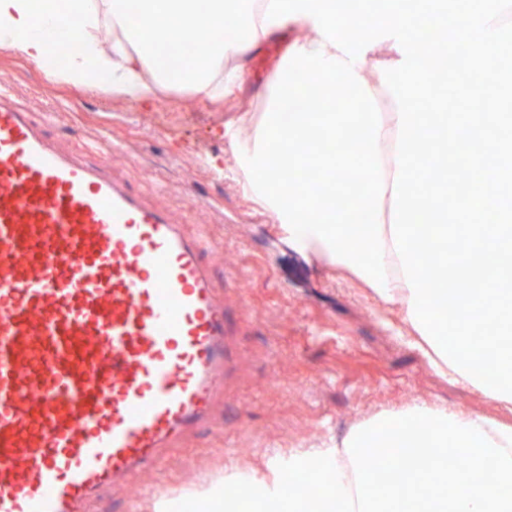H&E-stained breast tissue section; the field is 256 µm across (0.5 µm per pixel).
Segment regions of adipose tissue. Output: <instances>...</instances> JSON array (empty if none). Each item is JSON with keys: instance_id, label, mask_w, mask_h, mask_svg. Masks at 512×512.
<instances>
[{"instance_id": "adipose-tissue-1", "label": "adipose tissue", "mask_w": 512, "mask_h": 512, "mask_svg": "<svg viewBox=\"0 0 512 512\" xmlns=\"http://www.w3.org/2000/svg\"><path fill=\"white\" fill-rule=\"evenodd\" d=\"M241 0H141L133 19L123 0H69L81 17V52L64 68L49 67L50 47L34 29L31 0H0V44L39 65L51 81L83 93L102 90L142 106L160 92L177 87L198 99L220 104L239 87L249 60L260 45L286 25L307 29L288 50L286 65L270 85L290 84L319 100V112L294 113L290 123L278 117L280 102L271 100L264 128L242 149L238 162L248 174L251 192L277 218L285 242L312 258L347 273L382 303L399 307L406 342L441 376L478 392L503 408L512 407V213L497 224H420L441 203L425 192L412 167L416 142L425 137L483 144L495 160L499 180L512 182V140L502 134L498 112H466L449 118L419 111L435 89L429 73L418 67L409 33L412 15L394 9H353L351 0H260L257 12L241 10ZM234 22L225 39L202 45L198 59L169 71L161 48L176 30L200 31ZM393 56L384 59L382 38ZM394 108L381 114L377 90ZM357 126L361 143L356 162L366 185L358 206L367 223H352L331 198L312 188L278 182V160L304 162L305 143L341 135ZM453 262L463 288L448 293L429 287L417 238ZM489 297L485 310L499 327L495 337L476 341L468 330L475 296ZM448 309L439 319V306Z\"/></svg>"}]
</instances>
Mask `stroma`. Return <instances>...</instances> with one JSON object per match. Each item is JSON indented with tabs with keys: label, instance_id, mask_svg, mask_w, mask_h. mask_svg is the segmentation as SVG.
I'll use <instances>...</instances> for the list:
<instances>
[{
	"label": "stroma",
	"instance_id": "obj_1",
	"mask_svg": "<svg viewBox=\"0 0 512 512\" xmlns=\"http://www.w3.org/2000/svg\"><path fill=\"white\" fill-rule=\"evenodd\" d=\"M302 29L266 41L246 82L215 107L185 91L152 105L76 93L41 66L0 48V85L35 121L55 113L51 135L96 162L109 146L112 174L169 211L202 239L204 259L229 300L245 297L238 327L245 359L210 427L167 449L134 487L103 491L94 512H157L161 502L210 494L225 477L271 482L288 453L330 448L363 416L412 402L476 411L512 425L507 411L436 375L399 337L398 307L280 239L275 217L255 200L236 161L247 122L266 109L268 82Z\"/></svg>",
	"mask_w": 512,
	"mask_h": 512
}]
</instances>
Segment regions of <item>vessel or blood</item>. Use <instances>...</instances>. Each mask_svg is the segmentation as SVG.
<instances>
[{
	"instance_id": "obj_1",
	"label": "vessel or blood",
	"mask_w": 512,
	"mask_h": 512,
	"mask_svg": "<svg viewBox=\"0 0 512 512\" xmlns=\"http://www.w3.org/2000/svg\"><path fill=\"white\" fill-rule=\"evenodd\" d=\"M202 252L0 88V512H90L209 422L247 305Z\"/></svg>"
}]
</instances>
